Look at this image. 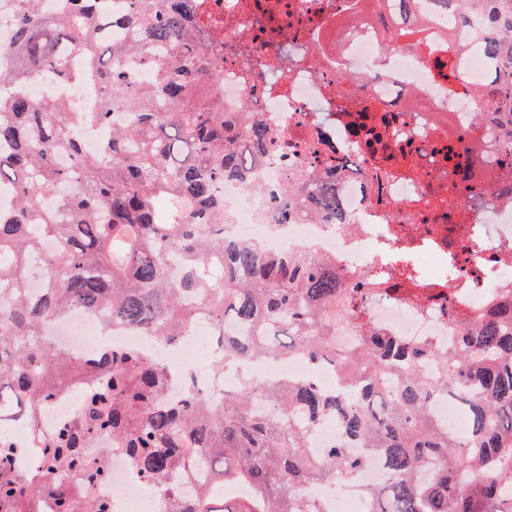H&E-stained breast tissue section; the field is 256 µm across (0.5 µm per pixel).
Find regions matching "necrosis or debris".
Here are the masks:
<instances>
[{"label":"necrosis or debris","instance_id":"4bbe7bcc","mask_svg":"<svg viewBox=\"0 0 512 512\" xmlns=\"http://www.w3.org/2000/svg\"><path fill=\"white\" fill-rule=\"evenodd\" d=\"M211 18L200 35L223 61L217 94L225 111L250 99L255 112L280 134L276 152L262 153L242 179L225 180L224 236H249L265 253L289 248L317 255L335 267L345 286L364 283L366 316L383 332L421 344L447 345L462 322L477 321L496 288H512V150L501 144L495 118L475 120L472 88L484 68L482 53L460 48L456 14L432 12L422 43L377 26L365 0H205ZM35 100L62 99L77 112L103 108L96 83L58 92L42 74L27 84ZM373 111L394 140L375 153L352 134L354 113ZM329 157L309 167L308 146ZM312 168L336 187L349 223L313 217L312 200L288 202L293 171ZM478 190L466 195L465 183ZM208 319L198 315L187 337L159 352L168 368L192 374L211 403L238 383L236 370L212 389L197 365L198 339ZM60 348L92 356L98 337L115 347L154 349L150 337L106 326L103 315L75 309L46 327ZM259 381L314 382L345 392L341 372L297 355L247 364ZM89 385L63 388L39 415L51 429L75 414ZM111 478L97 485L112 512H165L157 485L139 478L120 451L110 455ZM385 463L371 456L356 482L315 488L325 512H364L356 485L379 486Z\"/></svg>","mask_w":512,"mask_h":512}]
</instances>
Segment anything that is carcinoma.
<instances>
[{
	"label": "carcinoma",
	"mask_w": 512,
	"mask_h": 512,
	"mask_svg": "<svg viewBox=\"0 0 512 512\" xmlns=\"http://www.w3.org/2000/svg\"><path fill=\"white\" fill-rule=\"evenodd\" d=\"M14 0L10 66L0 68V188L14 208L0 212V414L29 427L25 444L0 432V512H111L89 486L110 478L109 463L91 455L100 435L112 438L140 477L161 487L166 512H324L312 486L361 472L384 456L385 485L367 487V512H512V291L489 304L480 322L463 326L453 348L440 352L387 336L366 323L357 345L336 342L335 269L297 250L273 257L245 241L224 240V180L241 178L273 130L254 112H226L215 92L220 61L198 36L203 0H128L120 18L110 0ZM461 13L467 44L482 49L486 71L476 89L485 107L512 117V0H434ZM107 19L130 28L124 44L94 38ZM79 46L86 70L69 69L66 50ZM134 59L138 81L123 64ZM44 72L63 84L100 82V112H74L59 101L35 103L24 77ZM136 114L115 123L114 109ZM363 119L364 146L375 150L390 133ZM98 126L105 134L89 153L69 128ZM64 153L69 164L59 165ZM312 193L336 224L350 223L330 188L310 173L293 175L288 195ZM57 200L56 210L44 208ZM58 243L44 259L41 293L27 288V257L43 239ZM180 258L176 272L166 256ZM199 298L224 364L296 352L321 365H340L353 382L343 394L310 383L247 382L213 407L188 388L178 405L162 400L177 376L151 355L114 349L89 364L47 340L43 325L74 308L106 310L110 322L137 328L162 345L178 343L197 316ZM242 332L224 335V319ZM91 375L94 387L68 421L44 432L37 410L66 382ZM267 399L258 413L253 400ZM451 396L464 407L466 433L442 426L430 407ZM339 420L345 438L364 452L332 447L307 452L310 427ZM185 448H204L195 460ZM23 453L40 454L37 482L19 475ZM200 467L218 483L242 487L234 500L207 491L187 499L186 472Z\"/></svg>",
	"instance_id": "cac0c4a2"
}]
</instances>
